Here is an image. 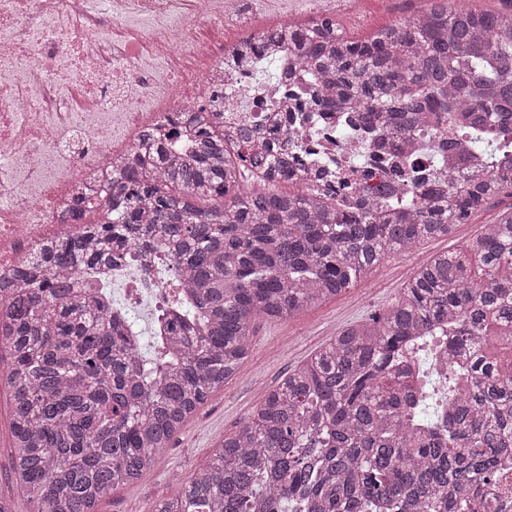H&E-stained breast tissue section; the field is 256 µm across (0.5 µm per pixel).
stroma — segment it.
<instances>
[{"mask_svg": "<svg viewBox=\"0 0 512 512\" xmlns=\"http://www.w3.org/2000/svg\"><path fill=\"white\" fill-rule=\"evenodd\" d=\"M425 0H358L352 11L336 15V25L350 39H368L378 29L423 9ZM512 208V193L474 210L449 237L425 241L409 253L389 254L371 279L298 316L276 323L257 321L250 358L223 389L214 393L154 460L148 477L113 490L99 512H150L169 496L178 480L205 468L214 448L238 431L265 393L288 371L350 326L382 314L399 296L414 273L444 252L460 249L480 231ZM0 495L13 500L17 512H28L11 457L10 399L0 386Z\"/></svg>", "mask_w": 512, "mask_h": 512, "instance_id": "1", "label": "stroma"}]
</instances>
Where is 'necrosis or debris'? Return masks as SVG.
Returning <instances> with one entry per match:
<instances>
[{"label": "necrosis or debris", "mask_w": 512, "mask_h": 512, "mask_svg": "<svg viewBox=\"0 0 512 512\" xmlns=\"http://www.w3.org/2000/svg\"><path fill=\"white\" fill-rule=\"evenodd\" d=\"M249 0H0V267L25 260L55 235L74 232L59 211L87 178L132 151L141 130L193 107L206 78L224 80V122L268 125L304 101L287 83L253 92L254 73L221 70L233 45L216 48L202 29L223 28ZM110 25H103V17ZM306 153L333 168L351 164L336 126L309 114ZM162 278L127 260L110 277L81 278L126 290L134 315L159 310Z\"/></svg>", "instance_id": "necrosis-or-debris-1"}]
</instances>
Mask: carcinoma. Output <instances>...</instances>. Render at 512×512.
<instances>
[{"label":"carcinoma","mask_w":512,"mask_h":512,"mask_svg":"<svg viewBox=\"0 0 512 512\" xmlns=\"http://www.w3.org/2000/svg\"><path fill=\"white\" fill-rule=\"evenodd\" d=\"M286 44L316 112H354L358 140L440 135L425 160L371 157L397 178L350 209L292 179L301 142L252 125L224 135V88L210 112L147 128L112 160L62 224L82 228L0 269V377L11 403L14 472L29 512H96L240 370L259 319L282 321L343 294L392 251L448 236L512 188V9L417 15L353 41L325 20L268 28L232 63ZM479 162L458 192V169ZM300 189L255 193L244 172ZM163 248L187 295L169 322L178 359H146L122 310L79 285L115 248ZM512 210L462 249L421 267L380 317L331 339L288 374L209 465L151 512H492L512 456ZM444 330L469 352L448 358V418L416 420L429 387L398 363L412 336Z\"/></svg>","instance_id":"obj_1"}]
</instances>
